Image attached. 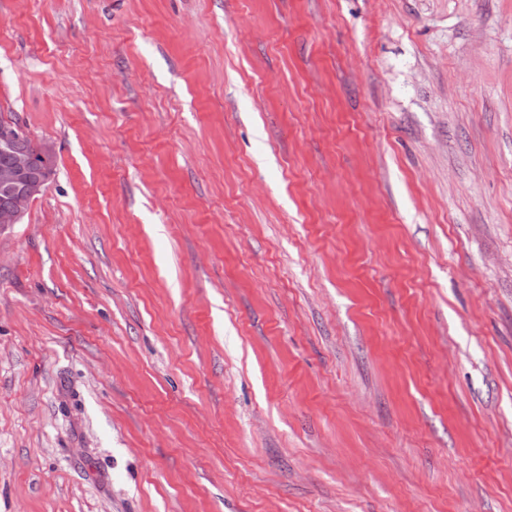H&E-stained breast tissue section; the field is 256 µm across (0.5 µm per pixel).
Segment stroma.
Segmentation results:
<instances>
[{
  "label": "stroma",
  "mask_w": 512,
  "mask_h": 512,
  "mask_svg": "<svg viewBox=\"0 0 512 512\" xmlns=\"http://www.w3.org/2000/svg\"><path fill=\"white\" fill-rule=\"evenodd\" d=\"M0 512H512V0H0ZM22 131L23 128L10 123H2L0 126V147L2 148H0V187L8 194L7 201L1 203L3 193L0 192L1 230L12 224L21 223L33 197L36 199L46 186L43 184L37 194L31 187L29 188L26 184V176L32 167L33 159L28 155L19 154L15 156L12 165L8 167L12 162L13 155L24 152L35 156L36 166L31 173V179L34 182L40 183L43 177L48 178L49 174L45 171L44 175L43 170L53 171L55 166V157L49 149L34 144L27 133L16 137ZM14 138L11 146L3 150V146L9 145Z\"/></svg>",
  "instance_id": "obj_1"
}]
</instances>
